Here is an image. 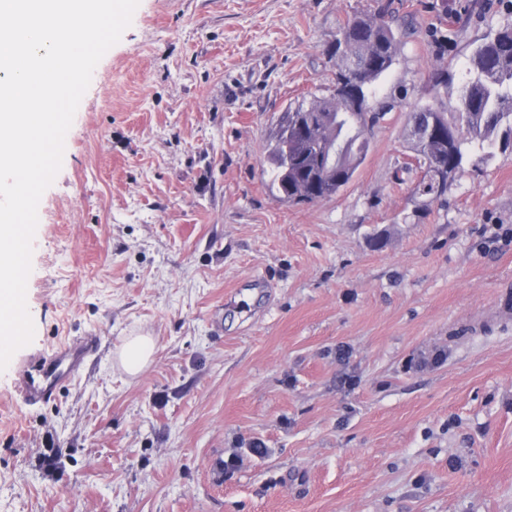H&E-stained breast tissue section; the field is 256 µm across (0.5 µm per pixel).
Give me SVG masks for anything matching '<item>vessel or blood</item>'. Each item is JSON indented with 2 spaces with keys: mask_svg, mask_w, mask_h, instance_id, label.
Here are the masks:
<instances>
[{
  "mask_svg": "<svg viewBox=\"0 0 512 512\" xmlns=\"http://www.w3.org/2000/svg\"><path fill=\"white\" fill-rule=\"evenodd\" d=\"M98 348L93 337L64 340L25 363L15 385L23 401L37 404L54 397L62 380L77 374Z\"/></svg>",
  "mask_w": 512,
  "mask_h": 512,
  "instance_id": "b4317fda",
  "label": "vessel or blood"
}]
</instances>
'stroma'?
Instances as JSON below:
<instances>
[{"label":"stroma","instance_id":"stroma-1","mask_svg":"<svg viewBox=\"0 0 512 512\" xmlns=\"http://www.w3.org/2000/svg\"><path fill=\"white\" fill-rule=\"evenodd\" d=\"M373 3L139 0L38 205L0 512H512V153L466 163L444 208L392 180L411 113L454 111L512 6L448 0L470 10L442 56L403 39L337 195L270 188L279 116L324 94L339 25ZM88 334L51 400L14 396L25 361ZM128 336L156 340L136 376Z\"/></svg>","mask_w":512,"mask_h":512}]
</instances>
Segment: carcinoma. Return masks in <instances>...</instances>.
Segmentation results:
<instances>
[{
  "label": "carcinoma",
  "mask_w": 512,
  "mask_h": 512,
  "mask_svg": "<svg viewBox=\"0 0 512 512\" xmlns=\"http://www.w3.org/2000/svg\"><path fill=\"white\" fill-rule=\"evenodd\" d=\"M393 0L379 4L345 21L331 46L335 70L326 96H312L284 113L273 133L269 152L271 186L283 201L309 204L335 196L352 179L366 156L373 128L394 105L377 98L378 81L390 70L402 38L418 31L444 37L448 3L434 6L435 16L418 24L411 15L399 16ZM430 115L448 138V146L427 150L412 142L414 162L399 166L393 176L397 185L411 181L425 186L424 195L439 204L453 180L437 181L431 165L436 163L460 174L468 159L483 160L497 147L512 146V26H504L479 43L469 57L466 79L457 107L447 112L427 104L412 116ZM360 138L341 170L327 168L326 148L338 138Z\"/></svg>",
  "instance_id": "carcinoma-1"
}]
</instances>
